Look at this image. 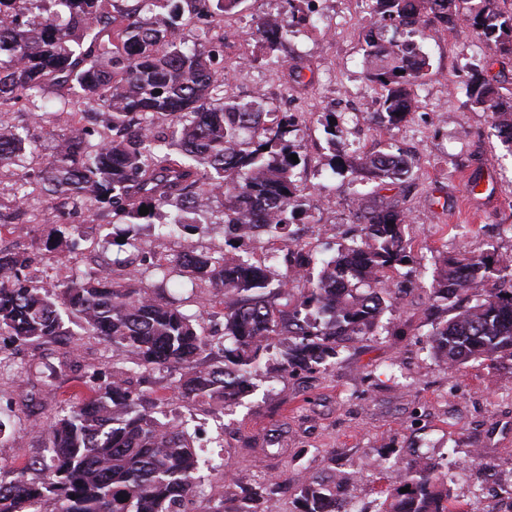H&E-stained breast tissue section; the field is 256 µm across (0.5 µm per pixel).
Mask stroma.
Instances as JSON below:
<instances>
[{
  "mask_svg": "<svg viewBox=\"0 0 512 512\" xmlns=\"http://www.w3.org/2000/svg\"><path fill=\"white\" fill-rule=\"evenodd\" d=\"M284 0H242L235 10L216 15L213 43L224 46V94L260 105L289 100L298 126L292 141L301 156L295 179L303 202L290 229L318 259L333 258L358 232L362 206L400 201L407 214L405 238L412 261L404 277L409 294L395 311L385 313L373 335L348 344L327 371L285 377L260 375L253 392L238 405L214 416L208 400L182 404V416L194 417L202 429L207 456L220 459L223 471L200 469L192 512H213V489L225 488L227 512H233L239 487L269 479L280 481L279 512H296L297 473H352L349 492L373 512L381 490L397 485L399 474L381 468L384 459L409 463L427 459L448 463L472 448L482 449L492 470L470 471L458 478L453 493L480 512L488 501L512 488V360L493 365L470 362L448 369L429 351L432 329L427 315L429 288L444 257L458 249L480 253L512 252V152L496 136L490 112L473 105L456 67L466 58L475 71L512 90V64L486 61L477 53L471 26L458 21L454 30L429 23L417 44L429 59V70L414 92L417 109L399 129L389 131L372 120L376 94L366 78L364 29L371 19L369 0H320L319 19L291 37L280 58L310 65L307 86L296 85L290 72L272 64L266 45L250 37L255 19L284 12ZM356 99L362 124L352 127L344 104ZM335 113L337 130L328 134L326 113ZM396 144L414 154L410 179L384 185L361 173L369 154ZM478 180L477 191L468 184ZM226 199L215 195L200 221L205 235L183 231L166 235L159 224L138 225V248L96 246L97 226L82 212L69 224L80 233L76 249L56 242L52 224H10L0 228V241L38 254L33 273L67 272L71 267L97 268L121 278V264L145 270V290L188 314L210 317L209 330L224 322V297L201 291L198 281L182 277L167 283L148 276L160 259L173 258L190 245L224 249ZM75 353L77 368L44 387L42 404L31 407L25 397L31 383L23 375L0 376V414L9 416L0 438V480L16 473L43 453L36 425L87 395L80 382L83 367L111 373L112 351L95 340L71 350L65 340L19 346L0 336V355L18 362Z\"/></svg>",
  "mask_w": 512,
  "mask_h": 512,
  "instance_id": "stroma-1",
  "label": "stroma"
}]
</instances>
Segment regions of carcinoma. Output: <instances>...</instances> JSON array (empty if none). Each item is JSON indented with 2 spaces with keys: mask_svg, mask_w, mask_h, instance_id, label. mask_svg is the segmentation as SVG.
<instances>
[{
  "mask_svg": "<svg viewBox=\"0 0 512 512\" xmlns=\"http://www.w3.org/2000/svg\"><path fill=\"white\" fill-rule=\"evenodd\" d=\"M161 9L151 22L132 9H107L105 0H28L27 12L0 24V99L22 103L32 123L44 111L47 86L59 94L67 133L32 171L21 159L35 133L0 125V165L18 167L13 210L20 224H58L64 211L81 210L90 223L112 214L135 225L163 208L169 226L204 228L186 221L202 200L222 191L229 199L224 223L242 226L229 249L215 257L191 247L150 275L163 281L189 274L224 293L221 337L205 333L200 316L150 296L133 268L124 283L99 270L52 282L30 275L34 259L0 246V336L20 345L63 336H93L116 358L108 377L85 371L90 395L66 404L38 424L44 454L8 482H0V512H40L53 500L58 512H188L202 460L188 421L168 404L146 406L132 380L157 367L176 370L180 396L220 405L240 403L262 373H313L332 365L344 341L374 333L405 289L394 287L403 261H411L405 213L396 206L367 208L358 216L360 241L323 263L311 287L292 293L293 277L314 257L289 231L300 207L293 180L295 153L287 140L293 118L283 113L257 131L260 105L224 97L216 50L183 47L177 37L188 16L209 32L208 18L242 0H138ZM288 15L260 20L254 35L275 50L296 33L304 0H286ZM373 20L364 35L368 81L378 97L374 119L387 130L410 115L413 87L429 68L412 35L422 17L445 25L461 17L495 54L512 56V0H371ZM391 36H386V33ZM472 104L491 113L498 137L512 150V92L489 78L470 77ZM104 112L112 135L93 141V125H71L74 113ZM415 160L391 144L363 159L361 169L381 182L409 178ZM41 183L43 213L26 205L25 188ZM146 206L149 213L139 214ZM264 234L283 245L285 270L235 252V242ZM434 308L451 317L430 332L433 356L457 369L470 361L512 360V273L502 255L460 251L442 260L432 283ZM74 323L75 331L66 326ZM344 473L327 482L298 479V512H336ZM448 470L424 461L405 468L399 487L383 492L377 512H461ZM410 487L406 493L400 492ZM263 484L241 489L235 512H254L267 500Z\"/></svg>",
  "mask_w": 512,
  "mask_h": 512,
  "instance_id": "cac0c4a2",
  "label": "carcinoma"
}]
</instances>
